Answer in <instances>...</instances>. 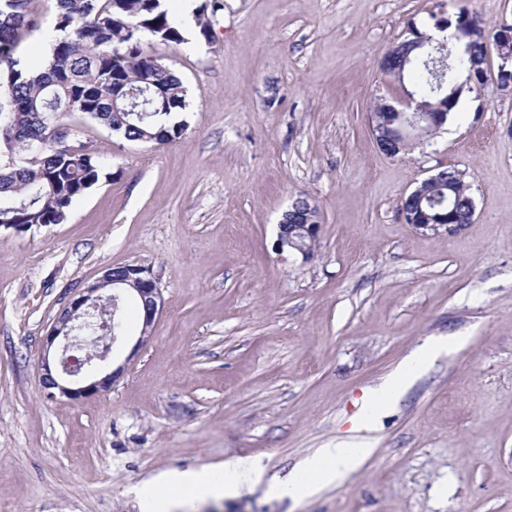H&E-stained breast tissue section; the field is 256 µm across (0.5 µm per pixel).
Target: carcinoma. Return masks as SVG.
I'll use <instances>...</instances> for the list:
<instances>
[{
	"mask_svg": "<svg viewBox=\"0 0 512 512\" xmlns=\"http://www.w3.org/2000/svg\"><path fill=\"white\" fill-rule=\"evenodd\" d=\"M167 0H56L53 29L46 34L47 59L35 66L26 58V43L40 30L34 0H0V224L40 226L64 220L72 204L107 177L97 156L83 157L58 141L54 129L73 114L93 121L127 141L166 145L180 139L186 108L183 83L149 50L148 45L184 42L180 21ZM434 26H464L472 37L461 51L465 66H451L443 88L425 65L430 33L410 26L390 55L406 60L388 76L409 82L405 93L448 116L464 89L491 75L482 18L459 8ZM445 176L422 203L436 218L469 224L473 197L462 171L444 168Z\"/></svg>",
	"mask_w": 512,
	"mask_h": 512,
	"instance_id": "obj_1",
	"label": "carcinoma"
}]
</instances>
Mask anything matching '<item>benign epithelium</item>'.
Listing matches in <instances>:
<instances>
[{"instance_id": "benign-epithelium-1", "label": "benign epithelium", "mask_w": 512, "mask_h": 512, "mask_svg": "<svg viewBox=\"0 0 512 512\" xmlns=\"http://www.w3.org/2000/svg\"><path fill=\"white\" fill-rule=\"evenodd\" d=\"M494 46L499 59L493 82L498 90L512 92V25L499 29L497 40L486 43ZM387 108L398 113L400 123L387 133H378L375 113H369L372 133L378 148L388 157L399 155L401 145L413 139L423 141L442 128L441 115L424 110L411 95L404 96L397 104ZM413 228L420 231L453 235L458 232L455 224H430L424 214L416 217ZM320 212L315 202L302 205L294 198L277 224V243L280 249L310 259L308 240L319 238ZM112 285V293L103 294V287ZM131 297L141 306L142 326L136 345L142 346L153 335L163 298L158 282L144 268L125 264L104 271L93 284L84 289L68 306L63 308L45 336L41 364V382L46 395H58L70 400H80L109 389L124 371L125 366H113L112 342L115 336H88L86 330L102 318L106 306L112 301Z\"/></svg>"}]
</instances>
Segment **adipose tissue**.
<instances>
[{
    "label": "adipose tissue",
    "instance_id": "adipose-tissue-1",
    "mask_svg": "<svg viewBox=\"0 0 512 512\" xmlns=\"http://www.w3.org/2000/svg\"><path fill=\"white\" fill-rule=\"evenodd\" d=\"M369 453L364 442L354 439L338 442L307 458L288 479L275 482L273 489L282 497L314 496L323 487L340 483L357 471ZM244 476L260 482L265 473L242 458L228 459L216 469L160 472L138 491L141 512H172L187 493L199 500L232 495L238 480Z\"/></svg>",
    "mask_w": 512,
    "mask_h": 512
}]
</instances>
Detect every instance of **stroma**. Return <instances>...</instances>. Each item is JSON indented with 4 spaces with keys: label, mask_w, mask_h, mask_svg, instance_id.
Returning <instances> with one entry per match:
<instances>
[{
    "label": "stroma",
    "mask_w": 512,
    "mask_h": 512,
    "mask_svg": "<svg viewBox=\"0 0 512 512\" xmlns=\"http://www.w3.org/2000/svg\"><path fill=\"white\" fill-rule=\"evenodd\" d=\"M184 43L152 44L186 90L184 136L83 138L109 176L58 224L0 231V512H140L165 470L246 458L264 483L182 512H512V94L463 91L436 136L395 158L368 113L402 94L379 68L409 24L459 6L487 30L512 0H222ZM466 174L475 218L456 234L406 224L432 170ZM321 214L311 260L279 251L297 195ZM158 281L163 312L123 374L47 398L41 360L60 311L108 267ZM444 343L367 428L402 362ZM360 433L372 454L340 484L272 493L317 449Z\"/></svg>",
    "instance_id": "obj_1"
}]
</instances>
